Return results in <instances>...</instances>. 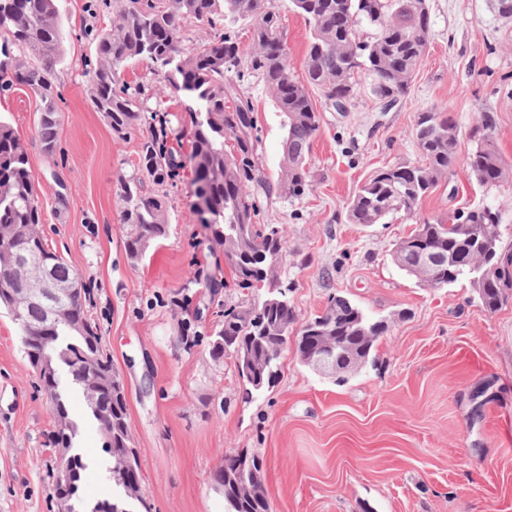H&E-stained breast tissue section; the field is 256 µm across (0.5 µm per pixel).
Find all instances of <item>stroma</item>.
Instances as JSON below:
<instances>
[{
  "instance_id": "stroma-1",
  "label": "stroma",
  "mask_w": 512,
  "mask_h": 512,
  "mask_svg": "<svg viewBox=\"0 0 512 512\" xmlns=\"http://www.w3.org/2000/svg\"><path fill=\"white\" fill-rule=\"evenodd\" d=\"M93 0H56L67 34L57 71L59 149L36 139L40 102L26 88L0 98V121L28 145L49 247L92 290L86 308L126 390L149 512H226L211 480L225 454L263 461L273 512H512V300L487 310L467 282L421 285L391 262L394 245L426 219L477 204L498 207L512 244V183L482 188L467 170L470 133L493 113L500 152L512 161V19L489 0H428L431 40L410 92L383 111L361 88L348 111L320 108L310 145L311 186L299 200L272 197L261 222L284 225L288 298L299 321L342 295L384 317L370 362L345 384L303 366L285 348L275 386L244 401L232 359L213 362L224 309L247 304L218 265L210 233L192 212L188 170L166 187L170 232L138 263L125 250L120 179L138 161V137L118 138L87 96L97 64L87 28L117 24ZM295 75H303L305 19L276 0ZM163 99L168 145L191 124L160 76L139 63L125 73ZM257 120L259 165L276 180L283 118L261 79L245 76ZM446 112L458 139L452 171L414 213L352 224L347 204L376 170L418 161L410 132L418 113ZM226 281L212 293L210 285ZM85 453L101 451L82 396L62 382ZM54 420L12 317L0 310V512H56L49 473Z\"/></svg>"
}]
</instances>
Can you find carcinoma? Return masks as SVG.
Listing matches in <instances>:
<instances>
[{
    "instance_id": "obj_1",
    "label": "carcinoma",
    "mask_w": 512,
    "mask_h": 512,
    "mask_svg": "<svg viewBox=\"0 0 512 512\" xmlns=\"http://www.w3.org/2000/svg\"><path fill=\"white\" fill-rule=\"evenodd\" d=\"M118 24L93 35L98 66L89 74L87 98L91 107L108 120L120 139L141 131L146 114L162 111L161 102L148 106L140 85L124 78L135 63L147 61L162 76L169 90L179 95L191 123L189 162L193 172L194 197H205L207 209L197 220L211 233V240L224 257L235 284L251 290L246 306L224 309V322L215 332L210 356L220 361L236 347L247 349L257 364L262 385L234 370L242 398L251 400L277 382L283 366V341L277 327L294 322L297 315L287 296L284 303L272 301L259 283L267 282L263 258L288 254L284 231L262 224L260 194L282 190L290 199L302 197L309 186L308 154L319 130L317 109L310 88L321 93L327 108L336 99L350 101L356 76L370 79L375 97L405 98L426 53L431 24L427 0H289L292 11L310 27L305 79H297L288 61V49L275 0H112ZM193 19L213 30L212 38L193 49L183 43L182 23ZM239 23L251 28L252 48L241 56L232 29ZM373 29L363 39L359 27ZM64 34L58 22L55 0H0V43L17 52L0 53V95L14 86L27 87L40 101L36 135L41 151L52 156L58 146L61 93L56 70L64 57ZM259 76L283 115L286 130V165L277 184L255 173L258 139L254 136L252 104L234 78L241 68ZM453 120L439 112L418 114L412 137L420 160L376 171L347 205L352 224H383L394 215L414 211L456 162V140L448 136ZM495 118L480 116L475 148L469 156V173L480 186H497L512 179V163L505 160L495 142ZM183 167L174 151L157 137L142 136L138 163L120 182V221L126 227L129 258L142 260L151 245L169 234L166 196L142 190L143 177L162 186ZM41 209L34 191V176L26 146L0 123V240L10 239L32 257L49 263L52 277L72 281L77 273L46 245L38 232ZM392 263L419 282L436 287L467 281L482 304L495 310L512 298V252L502 246L500 210L486 205L451 219L425 220L401 240ZM14 253L0 251V294L28 287L14 266ZM90 290L79 284L70 301L75 329L47 320L39 306L25 309L18 321L21 335L34 337L24 347L29 366L41 353V338L51 339V350L66 368L70 382L83 391L105 373L114 372L104 353L102 337L90 321L86 302ZM324 323L328 335L361 350L367 360L379 338L388 331L383 319H373L348 299L331 306L299 330L298 343H318ZM102 436V447L112 458V485L120 488V458L134 451L125 396L110 390L100 395V404L90 408ZM71 448V482L78 484L88 463ZM224 455V467L213 473L214 485L224 494L228 512H272L261 493L235 477L246 468L259 471L262 462L246 455Z\"/></svg>"
}]
</instances>
